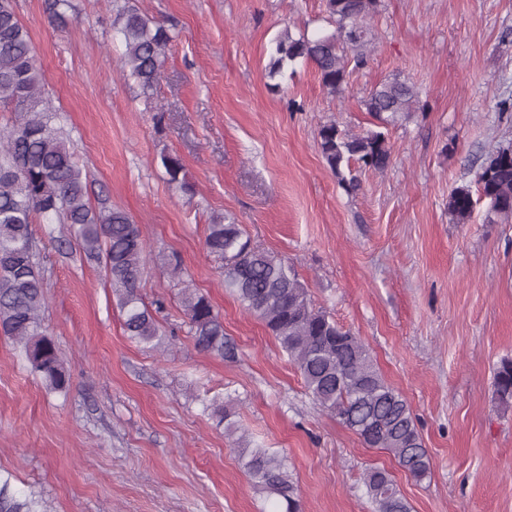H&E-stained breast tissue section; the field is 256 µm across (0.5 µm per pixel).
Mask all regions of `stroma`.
I'll use <instances>...</instances> for the list:
<instances>
[{"label":"stroma","instance_id":"1","mask_svg":"<svg viewBox=\"0 0 512 512\" xmlns=\"http://www.w3.org/2000/svg\"><path fill=\"white\" fill-rule=\"evenodd\" d=\"M127 1L176 35L146 93L119 69L112 21ZM50 2L13 0L91 202L129 213L151 252L140 292L164 302L162 343L126 336L102 268L60 251L68 225H35L42 323L70 383L48 390L0 338V476L11 489L45 512H275L235 437L203 412L221 397L255 443L284 457L300 512H374L361 482L370 466L389 471L411 512H512V409L493 386L512 358V222L489 221L481 205L465 224L448 213L451 192L476 189L488 154L512 144V107L498 108L512 104V0H380L368 64L336 94L306 63L279 89L267 76L282 30L331 31L324 0H72L63 25ZM396 76L419 87L420 105L388 129L391 164L347 193L318 131L371 129L362 100ZM168 154L193 197L169 184ZM226 215L368 346L416 418L426 480L315 404L275 338L225 291L224 263L204 241ZM186 283L223 319L234 359L195 348Z\"/></svg>","mask_w":512,"mask_h":512}]
</instances>
